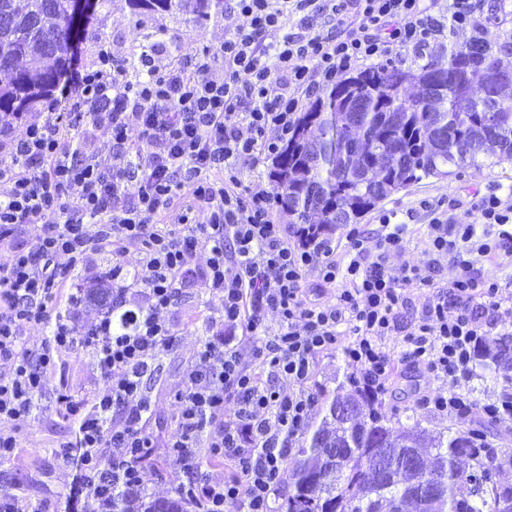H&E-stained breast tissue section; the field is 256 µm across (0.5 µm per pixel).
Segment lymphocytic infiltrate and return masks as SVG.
<instances>
[{"mask_svg": "<svg viewBox=\"0 0 512 512\" xmlns=\"http://www.w3.org/2000/svg\"><path fill=\"white\" fill-rule=\"evenodd\" d=\"M355 3L359 22L349 31ZM234 7L246 25L196 59L158 66L160 46L135 60L101 58L80 76L98 104L80 113L72 129L52 109L22 137L0 127V364L7 366L0 371L1 459L19 448L18 426L30 417L59 354L81 347L91 352L104 384L92 412L78 418V465L86 473L100 469L108 448L112 485L134 482V451L150 445L145 378L171 344L167 313L191 282L220 301L221 323L261 338L260 361L252 367L234 346L205 345L176 396L170 452L181 465L183 490L206 512H224L229 499L240 501L243 512H272L288 450L315 403L305 384L320 353L342 349L360 385L375 394L392 382L396 361L425 367L438 390L423 404L446 417L468 410L462 382L472 376L484 338L508 313L502 293L512 288V277L486 278L478 268L512 259L511 194L480 196L472 224L434 214L421 259L394 270L387 257L401 249L408 227L390 215L380 217L371 248L356 228L341 253L328 239L292 247L290 226L271 216L272 191H240L244 168L279 152L321 84L356 65L430 47L439 29L426 0H234ZM326 16L336 23L333 31L306 36L314 18ZM291 22L296 31H287ZM217 63L225 73L220 81L210 76ZM133 129L139 141L131 140ZM270 129L275 137H267ZM102 139L111 149L105 159L96 151ZM187 193L193 204L180 206ZM176 207L177 223H165ZM31 226L39 234L27 251L19 238ZM200 237L208 244L203 258L196 250ZM132 246L143 251L133 264L124 259ZM95 253L113 255L108 276L117 294L143 290L142 303L121 316L126 327L109 312L87 326L53 316ZM445 256L459 272L444 285L437 276ZM309 270L327 301L307 298ZM411 288L431 295L405 331L399 312ZM270 311L278 328L268 335ZM46 322L48 341L28 348L27 326ZM398 334L397 351L388 339ZM282 375L292 391L278 386ZM201 447L228 462L234 477L199 473Z\"/></svg>", "mask_w": 512, "mask_h": 512, "instance_id": "lymphocytic-infiltrate-1", "label": "lymphocytic infiltrate"}]
</instances>
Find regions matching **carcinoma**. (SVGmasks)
Returning a JSON list of instances; mask_svg holds the SVG:
<instances>
[{
	"instance_id": "carcinoma-1",
	"label": "carcinoma",
	"mask_w": 512,
	"mask_h": 512,
	"mask_svg": "<svg viewBox=\"0 0 512 512\" xmlns=\"http://www.w3.org/2000/svg\"><path fill=\"white\" fill-rule=\"evenodd\" d=\"M127 3L136 17L188 13L200 31L224 13V0ZM70 5L0 0V20H7L0 23L1 123L40 112L54 99L72 61ZM510 51L511 43L484 32L448 45L444 66L369 67L311 100L273 159L282 217L299 225L305 242L327 238L424 178L512 158V80L496 81L512 77L501 59ZM488 112L497 113L496 123L485 121ZM86 299L112 308L109 288H92ZM482 357L512 381V336L500 337ZM489 428L432 435L417 421L395 422L350 377L337 385L320 423L285 467L293 493L280 512H512V484L499 479L512 468V448L485 441ZM379 451L387 458L384 471L373 466ZM428 477L438 482L430 497L419 493ZM103 485L99 472L79 480L99 512H189L193 504L178 487L174 496L159 498L135 485L105 493Z\"/></svg>"
}]
</instances>
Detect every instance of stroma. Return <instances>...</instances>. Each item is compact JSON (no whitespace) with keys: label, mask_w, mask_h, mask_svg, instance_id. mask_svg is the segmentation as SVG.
I'll use <instances>...</instances> for the list:
<instances>
[{"label":"stroma","mask_w":512,"mask_h":512,"mask_svg":"<svg viewBox=\"0 0 512 512\" xmlns=\"http://www.w3.org/2000/svg\"><path fill=\"white\" fill-rule=\"evenodd\" d=\"M432 14L441 32L426 53L404 52L396 65L402 69L417 68L429 62L446 61L448 43L470 41L475 31L471 28L449 30L448 0H433ZM245 23L234 10H225L223 17L212 23L204 36H196L188 15L133 16L126 0H107L98 7L93 20L83 26L78 51L71 63L72 69L91 68L97 62L99 44L112 48L114 57L122 58L138 51L143 33L162 28L165 53L171 57L189 58L202 54L204 48H215L225 36ZM495 190L500 194L512 192V160L501 161L491 168L467 167L455 170L445 178L429 177L394 193L380 202L360 222L368 237H375L380 213L391 212L402 224H426L432 215L422 209V202H431L447 209L449 218L457 224H469L476 218L471 205L472 196L479 191ZM220 303L209 298L199 284L179 290L169 312L173 324L170 347L157 361L147 381L151 400V418L147 433L151 446L147 459L138 468L142 484L156 497L173 495L183 474L172 461L167 442L177 427L175 395L184 386V372L194 362L201 347L210 341L234 340L242 361L255 362L256 343L252 336L235 329L227 333L217 325ZM348 366L341 351L332 350L315 358L314 370L305 385L316 403L309 424L319 423L325 400L331 397L338 382L343 381ZM101 384L100 375L93 366L91 354L81 348L61 353L57 370L50 374L39 400L34 419L20 429L22 446L15 457L0 459V488H18L24 502L43 504L47 512H60V496L74 486L76 464L60 454V447L74 441L76 426L72 420L59 414L57 396L66 393L83 405H91L93 393ZM472 405L469 412L448 418L433 413L423 406L421 395L435 392L437 384L425 369L407 370L398 367L395 381L382 395L381 410L385 415L398 413L413 415L421 425L432 432L466 431L481 425L486 419V404L512 391V384L484 366L482 359L474 361V376L469 380Z\"/></svg>","instance_id":"obj_1"}]
</instances>
